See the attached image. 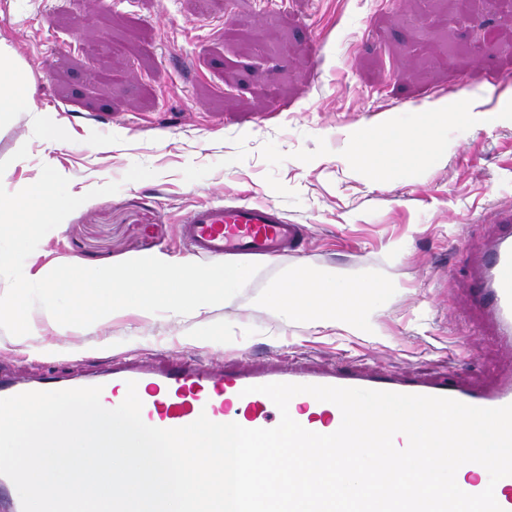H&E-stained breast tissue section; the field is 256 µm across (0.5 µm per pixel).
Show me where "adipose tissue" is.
<instances>
[{
  "label": "adipose tissue",
  "instance_id": "adipose-tissue-1",
  "mask_svg": "<svg viewBox=\"0 0 512 512\" xmlns=\"http://www.w3.org/2000/svg\"><path fill=\"white\" fill-rule=\"evenodd\" d=\"M33 111L28 87L19 75L12 54L0 50V116L19 110ZM438 146L432 127L380 128L373 136L362 139L361 157L375 158L377 149H384L387 159L427 154ZM381 284L371 281L352 282L335 271L292 272L273 283L272 290L258 298L261 306H269L286 317L317 322L341 321L346 329H366L373 302L382 294Z\"/></svg>",
  "mask_w": 512,
  "mask_h": 512
}]
</instances>
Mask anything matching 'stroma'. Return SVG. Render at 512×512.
Returning a JSON list of instances; mask_svg holds the SVG:
<instances>
[{
  "label": "stroma",
  "instance_id": "1",
  "mask_svg": "<svg viewBox=\"0 0 512 512\" xmlns=\"http://www.w3.org/2000/svg\"><path fill=\"white\" fill-rule=\"evenodd\" d=\"M246 38H225L228 26ZM0 47L36 105L0 117L11 191L54 164L75 189L109 182L40 248L103 267L184 257L197 205L255 199L303 225L302 251L261 260L233 305L173 322L118 319L98 335L0 329V373L91 376L114 361L344 363L491 386L512 353L469 306L480 251L512 212V5L505 0H0ZM477 92L485 109L436 119L440 146L377 175L356 142L420 125L427 103ZM70 137L48 148L42 126ZM28 155L15 159L20 147ZM152 178L124 182L133 164ZM384 284L359 333L290 320L256 297L284 272Z\"/></svg>",
  "mask_w": 512,
  "mask_h": 512
}]
</instances>
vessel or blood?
Wrapping results in <instances>:
<instances>
[{
  "instance_id": "obj_1",
  "label": "vessel or blood",
  "mask_w": 512,
  "mask_h": 512,
  "mask_svg": "<svg viewBox=\"0 0 512 512\" xmlns=\"http://www.w3.org/2000/svg\"><path fill=\"white\" fill-rule=\"evenodd\" d=\"M191 250L201 256L231 255L244 260L269 258L297 249L303 228L288 223L272 203L246 202L205 206L194 211L182 227ZM472 295L483 315L512 347V217H502L498 232L487 246L473 278ZM136 382L142 402L141 416L151 426L172 429L187 426L199 416L216 423L235 422L248 429L272 428L280 412L272 400L259 393L268 383L315 384L363 388L403 394L448 396L468 405L495 408L512 404V375L495 386L477 388L445 379L427 380L404 373L381 374L349 367L313 369L290 366H240L206 368L172 359L159 368L143 361L113 363L94 385L120 404L128 382ZM79 379L50 374L30 382L0 376V398L31 391L82 387ZM291 417L309 431L330 434L341 425L338 408L308 394L289 403Z\"/></svg>"
}]
</instances>
